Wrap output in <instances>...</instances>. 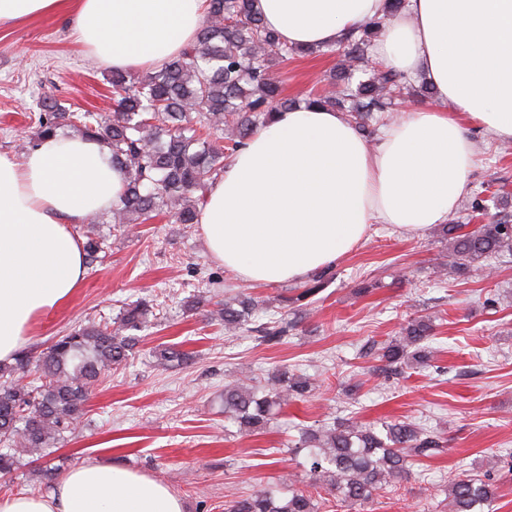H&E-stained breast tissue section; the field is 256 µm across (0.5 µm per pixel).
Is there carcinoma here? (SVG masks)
<instances>
[{"mask_svg":"<svg viewBox=\"0 0 512 512\" xmlns=\"http://www.w3.org/2000/svg\"><path fill=\"white\" fill-rule=\"evenodd\" d=\"M390 10L361 24L343 42V57L331 74L330 91L312 88L301 101L282 96L274 67L302 51L282 43L252 8V0H207L197 39L177 56L141 75L111 73L113 106L105 113L75 112L44 97L35 120L37 130L27 141L33 149L63 127L106 144L111 163L119 168L125 187L109 214L110 223L124 231L160 212L177 224L199 223V204L224 166L276 112L301 106H330L345 112L358 130L370 135L369 121L380 120L393 96L404 92L427 96L430 88L415 87L406 76L380 66L365 67L377 34L399 12ZM236 135L224 138V131ZM85 231L91 260L100 258L109 243ZM448 243V277L467 274L484 260L512 256V224L496 221L465 230L463 224L442 226ZM332 278L331 269L316 273L301 291L278 298L282 307L316 296ZM267 321L250 331L266 344L282 341L295 322L267 313L258 300L239 291L218 303L215 319L226 331L244 330L259 314ZM157 319L156 303L140 300L122 308L112 322H89L51 341L36 360L40 384H20L19 371L31 364L21 354L13 364H0V474L22 466L23 456L48 457L84 413L85 405L105 372L125 365L140 341V332ZM432 321L419 316L407 321L398 335L383 342L369 340L362 353L395 374L410 366H427L433 358ZM165 366L188 364L190 356L175 345L155 348ZM312 380L286 367L274 370L265 382L232 381L224 386V416L241 430L255 432L290 401H303L314 391ZM298 447L308 450L309 479L314 488L336 492V501L349 512L369 503L388 486L407 478L411 464L443 452L434 432L408 421L377 427L351 419L327 429L308 428ZM450 512H484L497 498V488L469 476L452 480L443 489ZM227 512H318L313 493L294 482L263 486L234 501Z\"/></svg>","mask_w":512,"mask_h":512,"instance_id":"1","label":"carcinoma"}]
</instances>
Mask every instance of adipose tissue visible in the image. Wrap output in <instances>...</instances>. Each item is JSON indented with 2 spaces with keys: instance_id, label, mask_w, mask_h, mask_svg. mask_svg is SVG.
Segmentation results:
<instances>
[{
  "instance_id": "obj_1",
  "label": "adipose tissue",
  "mask_w": 512,
  "mask_h": 512,
  "mask_svg": "<svg viewBox=\"0 0 512 512\" xmlns=\"http://www.w3.org/2000/svg\"><path fill=\"white\" fill-rule=\"evenodd\" d=\"M206 0H76L77 43L113 69L142 72L178 55ZM280 39L333 48L387 0H253ZM374 61L415 74L435 105L408 112L376 143L330 107L275 113L209 186L199 222L211 258L248 283L305 279L350 252L370 225L447 223L467 192V126L512 142V0H407ZM124 178L108 150L53 135L23 158L0 154V363L84 277L71 227L108 212ZM0 512H184L163 483L87 462L46 494L0 498Z\"/></svg>"
}]
</instances>
